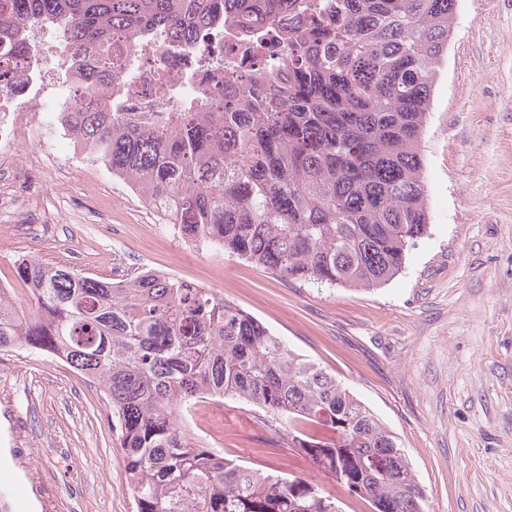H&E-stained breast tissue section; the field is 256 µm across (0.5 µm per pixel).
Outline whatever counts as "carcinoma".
I'll return each mask as SVG.
<instances>
[{
	"mask_svg": "<svg viewBox=\"0 0 512 512\" xmlns=\"http://www.w3.org/2000/svg\"><path fill=\"white\" fill-rule=\"evenodd\" d=\"M456 0H0V77L33 17L61 23L88 65L82 93L115 76L112 37L174 40L232 15L276 53L218 73L167 112L59 119L80 151L130 184L187 242L289 280L377 289L404 267L429 212L419 142ZM21 314L0 288V351L67 363L112 411L136 512H339L313 483L236 463L192 438L203 398L254 408L272 436L369 502L427 512L398 437L319 363L209 288L156 270L119 280L19 259Z\"/></svg>",
	"mask_w": 512,
	"mask_h": 512,
	"instance_id": "cac0c4a2",
	"label": "carcinoma"
}]
</instances>
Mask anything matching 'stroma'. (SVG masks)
Segmentation results:
<instances>
[{
  "instance_id": "35a3bbf8",
  "label": "stroma",
  "mask_w": 512,
  "mask_h": 512,
  "mask_svg": "<svg viewBox=\"0 0 512 512\" xmlns=\"http://www.w3.org/2000/svg\"><path fill=\"white\" fill-rule=\"evenodd\" d=\"M419 151L430 215L402 271L362 290L288 281L185 242L104 165L39 127L0 185L50 140L0 220V284L33 256L101 278L145 268L212 289L326 367L401 439L428 512H512V0H456ZM112 413L65 363L0 352V512H135ZM225 456L315 483L340 512L371 506L227 398L189 417Z\"/></svg>"
}]
</instances>
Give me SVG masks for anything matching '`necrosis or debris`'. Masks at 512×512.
<instances>
[{
  "instance_id": "4bbe7bcc",
  "label": "necrosis or debris",
  "mask_w": 512,
  "mask_h": 512,
  "mask_svg": "<svg viewBox=\"0 0 512 512\" xmlns=\"http://www.w3.org/2000/svg\"><path fill=\"white\" fill-rule=\"evenodd\" d=\"M245 43L232 27L215 25L200 31L188 42H171L145 38L130 29L112 47L118 81L122 88L120 111L161 112L164 91L178 95L195 94L209 78L208 72L197 70L196 58L207 59L212 68H223ZM61 45L55 32L40 39L23 37L16 62L24 76L20 85L0 94V142H16L30 132L28 103L31 98H66L82 83L83 63L68 61L66 83L51 81L48 62L58 60Z\"/></svg>"
}]
</instances>
